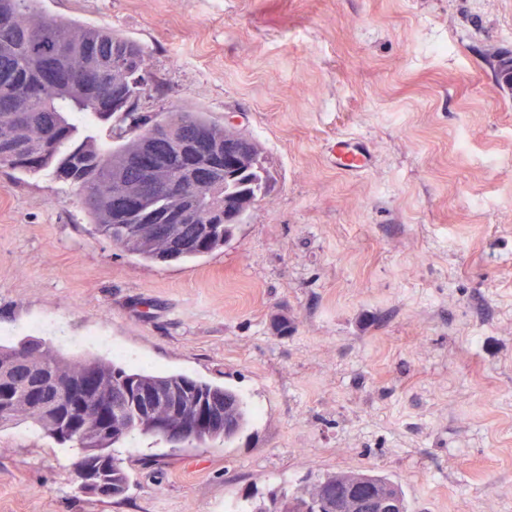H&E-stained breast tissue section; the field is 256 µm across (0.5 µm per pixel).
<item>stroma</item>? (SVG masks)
Listing matches in <instances>:
<instances>
[{
  "mask_svg": "<svg viewBox=\"0 0 512 512\" xmlns=\"http://www.w3.org/2000/svg\"><path fill=\"white\" fill-rule=\"evenodd\" d=\"M43 8L142 44L140 111L245 130L273 187L223 249L147 263L51 175L0 169L1 344L184 373L253 411L227 445L128 439L118 499L78 491L71 448L1 431L0 512H248L368 470L409 512H512V0ZM340 139L365 171L337 166Z\"/></svg>",
  "mask_w": 512,
  "mask_h": 512,
  "instance_id": "1",
  "label": "stroma"
}]
</instances>
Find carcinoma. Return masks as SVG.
Listing matches in <instances>:
<instances>
[{
    "instance_id": "1",
    "label": "carcinoma",
    "mask_w": 512,
    "mask_h": 512,
    "mask_svg": "<svg viewBox=\"0 0 512 512\" xmlns=\"http://www.w3.org/2000/svg\"><path fill=\"white\" fill-rule=\"evenodd\" d=\"M138 42L107 27L43 12L42 0H0V169L49 172L78 191L96 232L140 260L187 262L224 248L271 190L272 176L254 137L191 107L154 116L138 111L151 75ZM498 81L512 89V56L496 60ZM94 123L80 125L76 115ZM72 381L76 398L53 412L25 400L20 353ZM139 391L206 405L216 424L190 445L232 442L251 410L231 388L186 374L128 369L94 356L71 360L49 345H0V427L29 422L77 450L75 480L92 461L123 496L129 474L113 448L141 436L166 441L152 421L111 398L123 381ZM366 488L408 505L401 486L364 471ZM352 472L327 473L292 492L274 493L252 512H355L344 494Z\"/></svg>"
}]
</instances>
